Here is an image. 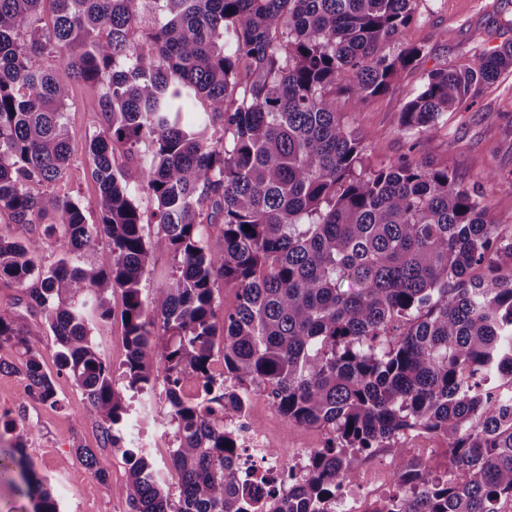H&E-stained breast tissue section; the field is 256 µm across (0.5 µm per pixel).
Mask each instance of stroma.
Wrapping results in <instances>:
<instances>
[{
  "mask_svg": "<svg viewBox=\"0 0 512 512\" xmlns=\"http://www.w3.org/2000/svg\"><path fill=\"white\" fill-rule=\"evenodd\" d=\"M406 41L424 47L425 53L416 66L397 72L392 91L361 105L344 95L339 98L341 112L362 139L365 164L376 167L407 154L433 164H451L462 185L483 191L493 215L502 221L500 235H511L512 70L477 92L467 105L449 111L438 132H406L398 117L425 72L512 41V0H418V19L408 27ZM101 93L99 85L70 81L65 107L66 122L77 140L58 187L85 201L99 194L94 160L82 137L103 124ZM28 342L42 355L46 369L55 373L61 403L52 406L32 394L18 366L19 354L2 347L0 359L11 367L0 372V424L25 420L24 436L34 450L33 469L57 500L59 512H128L122 494L128 467L122 450L149 448L160 439L166 429L164 393L133 398L136 427L127 431L122 448L101 447L100 428L87 400L68 375L55 372L57 346L52 334L32 336ZM255 419L273 440L311 448L324 443L321 430L286 426L266 407H258ZM79 446L97 449L107 481L88 470L75 452Z\"/></svg>",
  "mask_w": 512,
  "mask_h": 512,
  "instance_id": "obj_1",
  "label": "stroma"
}]
</instances>
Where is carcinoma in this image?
<instances>
[{
    "mask_svg": "<svg viewBox=\"0 0 512 512\" xmlns=\"http://www.w3.org/2000/svg\"><path fill=\"white\" fill-rule=\"evenodd\" d=\"M42 2L0 0V213L13 224L0 233V280L43 317L29 324L0 306V345L21 349L29 390L56 406L27 341L52 333L57 373L114 448L128 394L163 381L167 476L147 449L125 450L129 512H327L357 458L380 449L394 456L397 491L371 512H497L512 497V393L497 392L512 380V237L447 164L365 165L339 112V95L385 94L423 56L415 45L383 52L417 0H52L45 27ZM49 57L103 90L102 129L84 134L93 201L56 190L76 134ZM510 67L512 43L426 72L399 125L439 131ZM134 190L155 208L143 211ZM42 223L59 251L50 267L31 237ZM157 251L177 263L147 293ZM117 293L119 375L92 338ZM253 392L286 425L326 432L286 487L262 472L234 482L228 423ZM412 433L445 438L459 478L411 455ZM76 453L107 481L94 449ZM2 479L33 512H58L20 435L0 448Z\"/></svg>",
    "mask_w": 512,
    "mask_h": 512,
    "instance_id": "obj_1",
    "label": "carcinoma"
}]
</instances>
